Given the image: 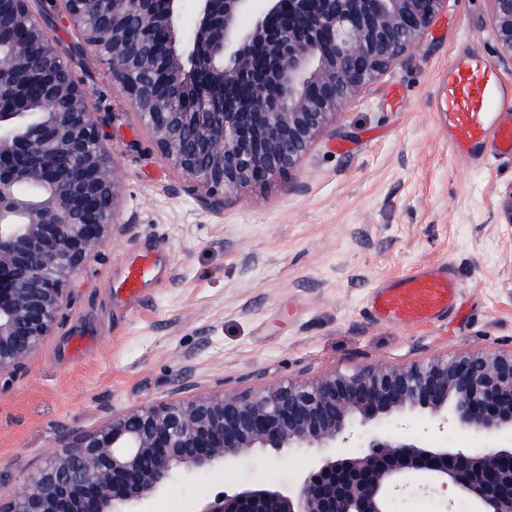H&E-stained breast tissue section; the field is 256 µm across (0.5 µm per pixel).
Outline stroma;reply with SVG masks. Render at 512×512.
<instances>
[{
	"mask_svg": "<svg viewBox=\"0 0 512 512\" xmlns=\"http://www.w3.org/2000/svg\"><path fill=\"white\" fill-rule=\"evenodd\" d=\"M31 8L91 95L120 190L108 241L69 284L51 335L0 375V497L73 436L143 404L512 351V158L457 163L431 103L457 49L496 61L490 0H448L419 45L341 109L288 178L218 206L161 157L62 0ZM147 248L160 271L128 299L120 286ZM429 263L453 267L458 310L427 328L367 316L372 288ZM82 332L93 343L75 358L70 340ZM319 455L257 451L204 478H177L148 510L196 512L242 486L292 487ZM453 497L413 481L399 503L465 512L449 508Z\"/></svg>",
	"mask_w": 512,
	"mask_h": 512,
	"instance_id": "obj_1",
	"label": "stroma"
}]
</instances>
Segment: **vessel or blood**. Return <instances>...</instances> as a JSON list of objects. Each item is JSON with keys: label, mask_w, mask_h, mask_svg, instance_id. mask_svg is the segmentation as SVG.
I'll use <instances>...</instances> for the list:
<instances>
[{"label": "vessel or blood", "mask_w": 512, "mask_h": 512, "mask_svg": "<svg viewBox=\"0 0 512 512\" xmlns=\"http://www.w3.org/2000/svg\"><path fill=\"white\" fill-rule=\"evenodd\" d=\"M432 102L457 159L479 165L490 156L512 158V85L478 50L464 48L451 58ZM155 265L149 255L133 265L124 281L127 291L137 293ZM459 299L451 266H420L373 288L367 309L375 320L428 324L452 313Z\"/></svg>", "instance_id": "obj_1"}]
</instances>
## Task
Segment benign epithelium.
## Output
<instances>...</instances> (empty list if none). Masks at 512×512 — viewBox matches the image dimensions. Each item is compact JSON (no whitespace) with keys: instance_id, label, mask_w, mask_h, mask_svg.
<instances>
[{"instance_id":"1","label":"benign epithelium","mask_w":512,"mask_h":512,"mask_svg":"<svg viewBox=\"0 0 512 512\" xmlns=\"http://www.w3.org/2000/svg\"><path fill=\"white\" fill-rule=\"evenodd\" d=\"M30 2L0 0V375L51 335L68 283L114 224L119 189L89 94ZM182 2L64 0L161 156L220 200L298 167L448 5L194 0L186 31ZM491 3L498 62L512 69V0ZM417 413L485 441L512 433V352L141 405L64 444L0 512H138L180 474L203 477L257 449L334 448L359 428L369 451L323 459L294 490H233L198 512H388L413 475L452 487L477 512H512V448H433L378 428Z\"/></svg>"}]
</instances>
